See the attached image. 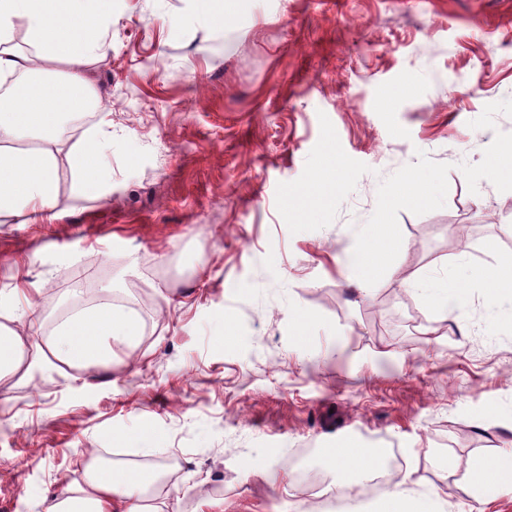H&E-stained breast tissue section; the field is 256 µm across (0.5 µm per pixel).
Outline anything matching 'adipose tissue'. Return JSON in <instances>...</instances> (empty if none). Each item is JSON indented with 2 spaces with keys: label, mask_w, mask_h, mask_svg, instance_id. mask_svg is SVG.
<instances>
[{
  "label": "adipose tissue",
  "mask_w": 512,
  "mask_h": 512,
  "mask_svg": "<svg viewBox=\"0 0 512 512\" xmlns=\"http://www.w3.org/2000/svg\"><path fill=\"white\" fill-rule=\"evenodd\" d=\"M112 0H0V81L35 73L44 83L8 89L0 95V220L9 224H50L58 217L59 170L68 167L78 193L111 194L100 161L109 148L107 117L83 143L70 142L66 120L96 105L85 67L107 65L112 43ZM24 28L31 51L12 47ZM29 294L0 293V381L29 375L50 360L73 367L111 362L115 346L136 347L140 324L103 285L95 302L60 318L49 339ZM377 452L339 448L330 465L340 487L366 480L377 467ZM155 471L90 465L66 485L44 492L36 512H167L155 490Z\"/></svg>",
  "instance_id": "adipose-tissue-1"
}]
</instances>
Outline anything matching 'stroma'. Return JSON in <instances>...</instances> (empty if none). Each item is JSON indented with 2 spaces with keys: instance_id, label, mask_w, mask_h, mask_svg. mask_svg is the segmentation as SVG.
<instances>
[{
  "instance_id": "1",
  "label": "stroma",
  "mask_w": 512,
  "mask_h": 512,
  "mask_svg": "<svg viewBox=\"0 0 512 512\" xmlns=\"http://www.w3.org/2000/svg\"><path fill=\"white\" fill-rule=\"evenodd\" d=\"M119 0L111 200L0 224V291L46 326L112 283L142 336L115 363L0 382V512L90 452L163 459L169 512H367L293 461L350 433L396 448L424 512H512L474 487L512 451V0ZM473 224L458 249L450 228ZM381 245L373 275L354 264ZM446 285L448 307L428 299Z\"/></svg>"
}]
</instances>
